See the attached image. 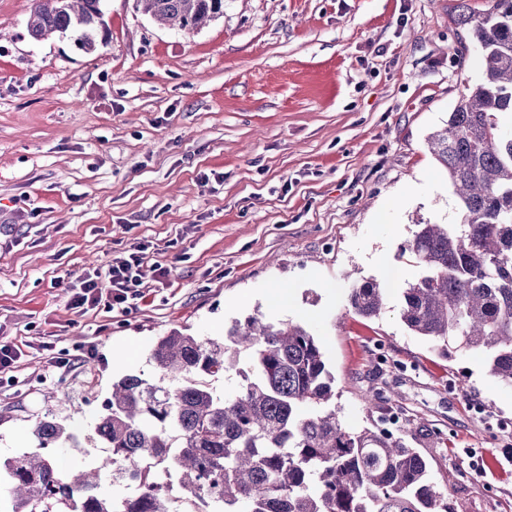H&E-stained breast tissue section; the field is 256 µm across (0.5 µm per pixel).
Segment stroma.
Here are the masks:
<instances>
[{"label": "stroma", "instance_id": "stroma-1", "mask_svg": "<svg viewBox=\"0 0 512 512\" xmlns=\"http://www.w3.org/2000/svg\"><path fill=\"white\" fill-rule=\"evenodd\" d=\"M460 4L492 0H224L194 32L102 0L86 52L34 39L30 0H0V339L23 350L0 380V458L36 450L45 417L81 440L63 470L106 456L97 416L119 376L157 380L159 337L259 314L308 326L348 428L403 411L451 512H512V428L488 426L512 424V387L400 319L418 223L459 221L426 137L482 78L477 46L457 56ZM142 244L170 274L137 310L71 308V283ZM366 279L384 296L371 319L348 306ZM46 342L83 357L56 368Z\"/></svg>", "mask_w": 512, "mask_h": 512}]
</instances>
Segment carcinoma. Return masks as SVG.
Returning <instances> with one entry per match:
<instances>
[{
  "instance_id": "obj_1",
  "label": "carcinoma",
  "mask_w": 512,
  "mask_h": 512,
  "mask_svg": "<svg viewBox=\"0 0 512 512\" xmlns=\"http://www.w3.org/2000/svg\"><path fill=\"white\" fill-rule=\"evenodd\" d=\"M160 25L198 30L224 15V0H136ZM455 21L482 49L483 77L427 138L459 210L458 224H421L408 250L421 267L402 292L401 320L442 349L482 353L512 387V0ZM101 0H33L37 39L73 33L96 48ZM351 309L373 317L382 288L353 286ZM150 360L158 382L126 375L112 385L95 433L110 454L62 471L45 452L62 424H35L40 450L0 460L8 500L0 512H448V490L401 435L344 426L334 377L306 325L251 316L224 338L172 331ZM242 383L218 391L213 380ZM109 483L112 492L102 491Z\"/></svg>"
}]
</instances>
